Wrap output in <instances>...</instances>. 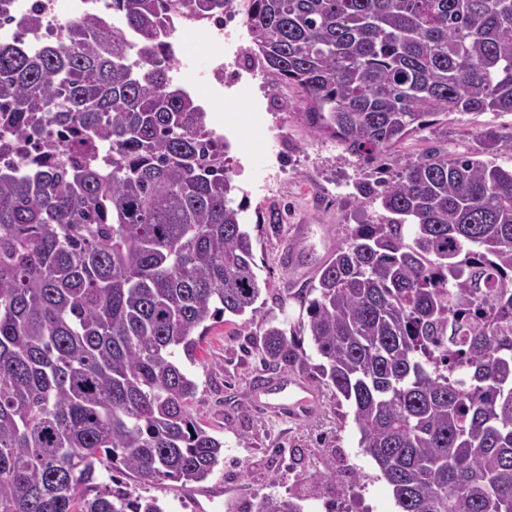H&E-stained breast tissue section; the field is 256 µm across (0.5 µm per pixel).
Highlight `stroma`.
Instances as JSON below:
<instances>
[{
  "mask_svg": "<svg viewBox=\"0 0 512 512\" xmlns=\"http://www.w3.org/2000/svg\"><path fill=\"white\" fill-rule=\"evenodd\" d=\"M277 78L263 70L243 74L223 96L201 87L195 100L209 129L229 142L225 156L237 187L236 202L254 245L262 285L256 316L212 322L195 358L185 367L196 384L189 410L198 425L224 443V461L202 483L154 481L120 470H101L87 497L122 492L156 498L165 512H256L267 495L300 498L303 512H397L391 489L374 460L359 446L353 410L338 401L316 370L321 358L303 328L306 312L295 299L359 224L375 220L379 206L357 201L365 183L396 179L404 164L437 147L449 154L512 167V149L490 151L486 131L512 132V112H451L411 133L379 158L366 162L336 142L313 135L300 120V93L287 102L273 94ZM306 228L297 252L289 247L295 226ZM303 341L310 368L301 374L265 365L255 344L267 321ZM295 381L310 392L300 415L272 413L255 404L263 383ZM328 482L313 490L318 477Z\"/></svg>",
  "mask_w": 512,
  "mask_h": 512,
  "instance_id": "1",
  "label": "stroma"
}]
</instances>
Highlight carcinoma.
Listing matches in <instances>:
<instances>
[{
  "label": "carcinoma",
  "mask_w": 512,
  "mask_h": 512,
  "mask_svg": "<svg viewBox=\"0 0 512 512\" xmlns=\"http://www.w3.org/2000/svg\"><path fill=\"white\" fill-rule=\"evenodd\" d=\"M229 2L112 0L123 29L0 41V512H164L82 487L105 457L187 485L224 455L181 357L262 288L228 143L162 45L168 16ZM248 25L311 132L361 159L441 114L512 112V0H250ZM375 202L297 294L317 370L399 512H512V168L434 148ZM260 349L309 367L271 322Z\"/></svg>",
  "instance_id": "obj_1"
}]
</instances>
